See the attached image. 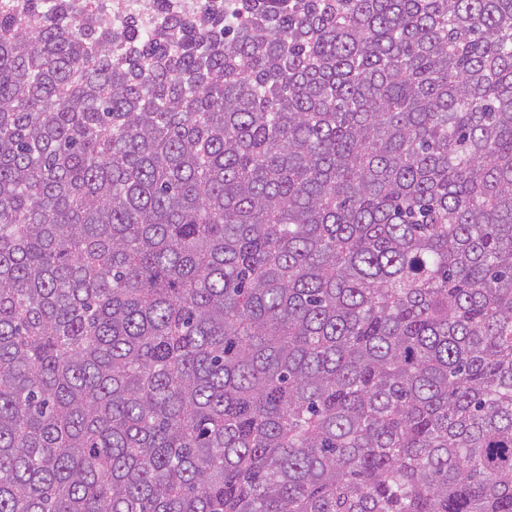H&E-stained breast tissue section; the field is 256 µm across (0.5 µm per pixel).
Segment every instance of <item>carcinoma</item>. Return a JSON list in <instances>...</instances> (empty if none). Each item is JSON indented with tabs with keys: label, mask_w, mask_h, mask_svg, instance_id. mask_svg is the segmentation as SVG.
<instances>
[{
	"label": "carcinoma",
	"mask_w": 512,
	"mask_h": 512,
	"mask_svg": "<svg viewBox=\"0 0 512 512\" xmlns=\"http://www.w3.org/2000/svg\"><path fill=\"white\" fill-rule=\"evenodd\" d=\"M0 512H512V0H0Z\"/></svg>",
	"instance_id": "1"
}]
</instances>
